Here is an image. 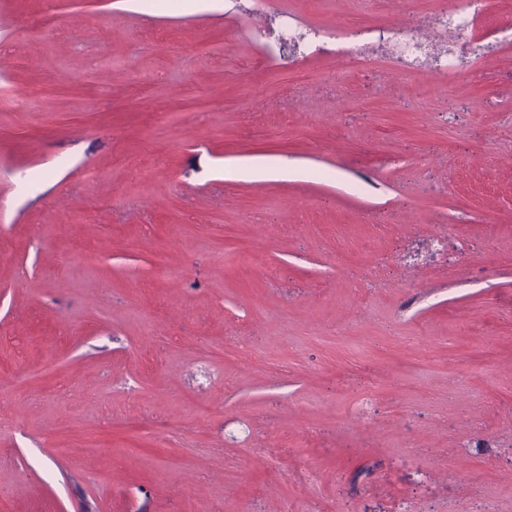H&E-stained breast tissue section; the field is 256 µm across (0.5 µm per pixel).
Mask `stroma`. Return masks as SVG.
<instances>
[{"label":"stroma","mask_w":512,"mask_h":512,"mask_svg":"<svg viewBox=\"0 0 512 512\" xmlns=\"http://www.w3.org/2000/svg\"><path fill=\"white\" fill-rule=\"evenodd\" d=\"M448 3L0 0V512H512V0Z\"/></svg>","instance_id":"1"}]
</instances>
